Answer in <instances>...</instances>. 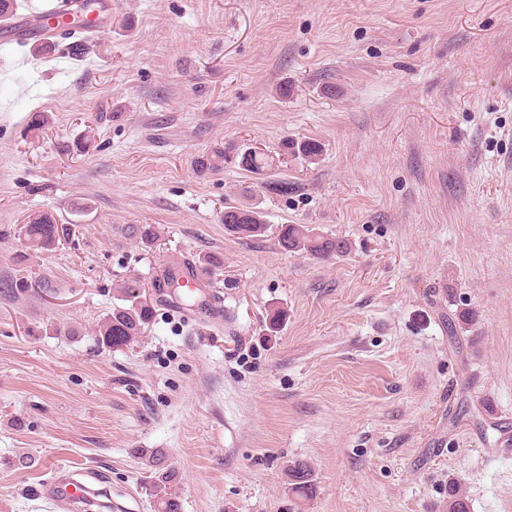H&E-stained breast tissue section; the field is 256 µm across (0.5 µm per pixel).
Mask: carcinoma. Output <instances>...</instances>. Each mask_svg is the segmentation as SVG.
<instances>
[{"label": "carcinoma", "instance_id": "1", "mask_svg": "<svg viewBox=\"0 0 512 512\" xmlns=\"http://www.w3.org/2000/svg\"><path fill=\"white\" fill-rule=\"evenodd\" d=\"M282 155L269 151H259L253 147L240 148L226 143L210 153L196 159V167L202 172H213L233 163L243 170L256 175H264L284 163V157L291 156L313 163L321 155L322 148L315 141H284ZM224 231L238 238H257L265 235L268 224L259 204L249 200L224 208L221 216ZM67 227L57 223L48 213L33 216L25 225V235L29 244L38 249H50L61 241V234ZM128 234L149 243L158 238V231L152 224H138L128 227ZM278 246L287 253H306L318 258H331L346 253L349 243L343 238H328L316 234L302 224H282L276 233ZM224 268V259L217 254H205L185 258L163 267L154 282L153 288L176 307L198 306L199 298L183 288L181 282L194 283L215 279ZM118 303L98 326L95 342L103 349H119L137 341L153 316V309L144 297L135 280H126L119 288ZM149 485L155 512H180L181 504L173 490L176 474L166 464L162 449L154 448L148 454ZM292 492L300 497L312 493V474L307 465L298 463L290 469ZM448 512H469L467 498L455 481L448 482Z\"/></svg>", "mask_w": 512, "mask_h": 512}]
</instances>
